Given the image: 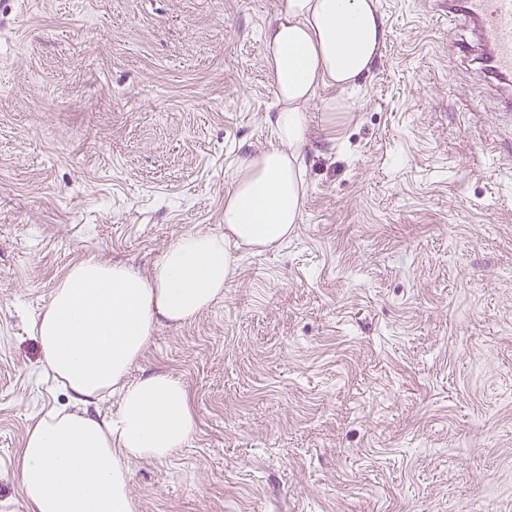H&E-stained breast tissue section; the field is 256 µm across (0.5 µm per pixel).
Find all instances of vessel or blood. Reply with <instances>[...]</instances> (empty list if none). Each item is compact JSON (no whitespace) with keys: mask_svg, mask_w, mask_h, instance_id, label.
Wrapping results in <instances>:
<instances>
[{"mask_svg":"<svg viewBox=\"0 0 512 512\" xmlns=\"http://www.w3.org/2000/svg\"><path fill=\"white\" fill-rule=\"evenodd\" d=\"M449 23L471 27L491 88L512 112V0H448Z\"/></svg>","mask_w":512,"mask_h":512,"instance_id":"vessel-or-blood-1","label":"vessel or blood"}]
</instances>
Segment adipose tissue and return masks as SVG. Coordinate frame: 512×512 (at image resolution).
<instances>
[{
    "label": "adipose tissue",
    "mask_w": 512,
    "mask_h": 512,
    "mask_svg": "<svg viewBox=\"0 0 512 512\" xmlns=\"http://www.w3.org/2000/svg\"><path fill=\"white\" fill-rule=\"evenodd\" d=\"M386 34L376 0H281L262 32L276 144L240 161L223 234H181L147 278L90 257L59 281L33 328L40 367L73 408L48 411L27 431L19 471L28 512H136L131 462L164 461L187 445L196 417L183 381L130 371L159 322L184 324L223 297L229 243L262 252L287 241L305 197L306 105L320 86H354ZM114 396V412L90 413Z\"/></svg>",
    "instance_id": "obj_1"
}]
</instances>
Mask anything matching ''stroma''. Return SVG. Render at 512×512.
<instances>
[{
	"mask_svg": "<svg viewBox=\"0 0 512 512\" xmlns=\"http://www.w3.org/2000/svg\"><path fill=\"white\" fill-rule=\"evenodd\" d=\"M353 91L308 106L286 244L231 246L223 299L132 369L180 378L188 444L131 463L138 512H512V123L446 0H376ZM279 0H19L0 16V512L28 428L68 392L31 330L74 263L140 274L224 231L274 145Z\"/></svg>",
	"mask_w": 512,
	"mask_h": 512,
	"instance_id": "obj_1",
	"label": "stroma"
}]
</instances>
